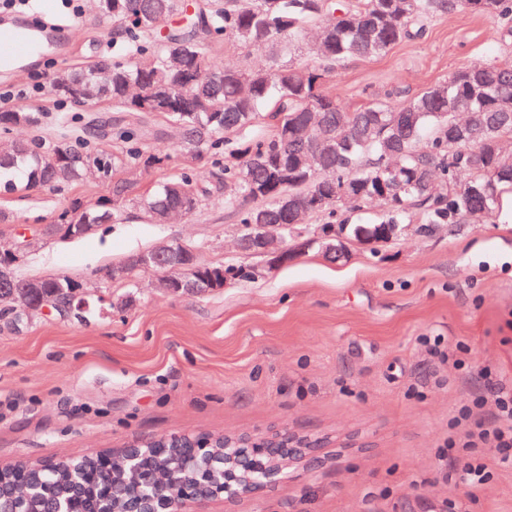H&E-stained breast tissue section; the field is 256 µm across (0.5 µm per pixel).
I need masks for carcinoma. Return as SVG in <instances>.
Wrapping results in <instances>:
<instances>
[{
    "label": "carcinoma",
    "mask_w": 512,
    "mask_h": 512,
    "mask_svg": "<svg viewBox=\"0 0 512 512\" xmlns=\"http://www.w3.org/2000/svg\"><path fill=\"white\" fill-rule=\"evenodd\" d=\"M99 17L112 22V59L58 71L55 92L75 101L100 100L130 120L112 132L113 144L89 148L88 141H15L0 154V190L55 187L103 169L112 197L92 208L79 202L55 220L69 237L78 224L125 219L129 182L122 174L159 161L142 147L144 129L160 116L185 126L184 147L194 157L219 153L228 136L262 117L271 133L215 160V185L203 189L191 173L151 186L137 206L154 224L171 209L187 217L224 189V203L247 207L239 213L245 234L257 217L264 224H290L295 215L336 216L338 207L359 209L374 198L385 213L367 224L341 225L349 241L377 243L380 224H460L493 215L502 195L512 192V158L502 141L512 138V68L492 62L460 68L448 79L398 106L368 102L346 108L324 87L336 69L354 59L386 54L404 40L423 35L434 17L460 10L512 17V0H349L334 14L331 0H97ZM180 28L162 42L158 24L173 16ZM311 29L320 31L313 66L274 60L265 69H212L207 60L223 42L243 47L293 49ZM102 69L112 78L100 82ZM35 113L23 108L0 112V130L32 126ZM259 269L235 264L196 263L184 269L207 293L224 279L255 278ZM44 294L64 302L82 299L79 285L65 277L41 278ZM98 469L97 459L36 466L23 476L32 496L16 501L11 483L21 475L0 472V509L46 512L66 501L77 512L96 510L98 488L75 483L76 470Z\"/></svg>",
    "instance_id": "carcinoma-1"
}]
</instances>
